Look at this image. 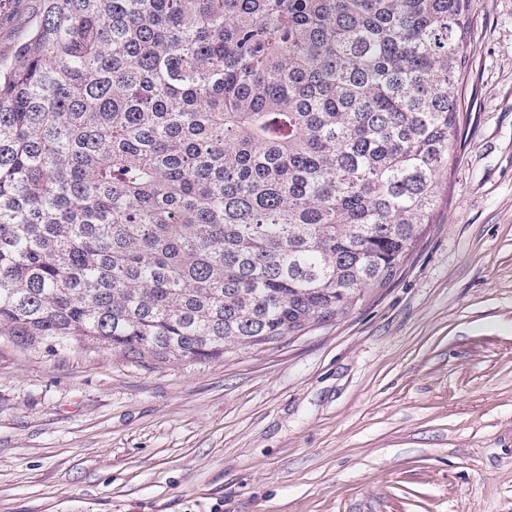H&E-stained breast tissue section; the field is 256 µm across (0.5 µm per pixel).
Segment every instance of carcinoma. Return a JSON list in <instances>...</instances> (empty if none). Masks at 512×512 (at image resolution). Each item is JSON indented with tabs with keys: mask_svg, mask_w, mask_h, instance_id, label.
I'll list each match as a JSON object with an SVG mask.
<instances>
[{
	"mask_svg": "<svg viewBox=\"0 0 512 512\" xmlns=\"http://www.w3.org/2000/svg\"><path fill=\"white\" fill-rule=\"evenodd\" d=\"M0 66V336L217 359L337 319L432 223L470 0H40Z\"/></svg>",
	"mask_w": 512,
	"mask_h": 512,
	"instance_id": "obj_1",
	"label": "carcinoma"
}]
</instances>
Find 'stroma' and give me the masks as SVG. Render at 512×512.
<instances>
[{
    "mask_svg": "<svg viewBox=\"0 0 512 512\" xmlns=\"http://www.w3.org/2000/svg\"><path fill=\"white\" fill-rule=\"evenodd\" d=\"M37 0H0V62ZM415 252L340 319L158 367L0 336V512H512V0H472Z\"/></svg>",
    "mask_w": 512,
    "mask_h": 512,
    "instance_id": "stroma-1",
    "label": "stroma"
}]
</instances>
